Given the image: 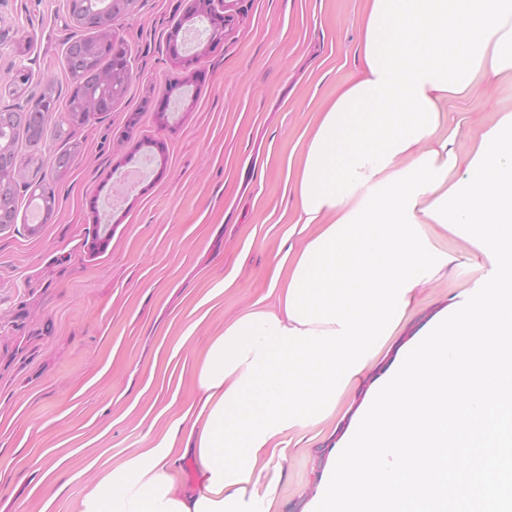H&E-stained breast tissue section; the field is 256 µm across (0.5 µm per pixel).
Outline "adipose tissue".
I'll use <instances>...</instances> for the list:
<instances>
[{
  "instance_id": "1",
  "label": "adipose tissue",
  "mask_w": 512,
  "mask_h": 512,
  "mask_svg": "<svg viewBox=\"0 0 512 512\" xmlns=\"http://www.w3.org/2000/svg\"><path fill=\"white\" fill-rule=\"evenodd\" d=\"M355 74L299 142L296 224L318 225L196 365L181 447L162 441L107 472L79 512H273L281 438L334 413L453 258L424 210L463 175L449 104L512 73V0H367ZM192 459V484L176 472Z\"/></svg>"
}]
</instances>
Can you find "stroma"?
<instances>
[{"mask_svg":"<svg viewBox=\"0 0 512 512\" xmlns=\"http://www.w3.org/2000/svg\"><path fill=\"white\" fill-rule=\"evenodd\" d=\"M68 0H0V77L18 67L68 93L65 42L79 30ZM188 0H137L117 36L130 53L127 94L75 138L82 151L56 186L51 220L31 211L0 228V512H77L104 470L172 436L195 401L193 370L214 336L271 290L296 201L285 183L298 139L338 81L356 68L366 0H235L223 39L188 18ZM200 53L176 65L175 24ZM169 94L166 113L155 107ZM451 110L456 146L512 111V77L479 84ZM112 234L93 238L98 224ZM455 261L429 284L404 332L426 331L458 295L479 287L490 259L433 227ZM364 395L350 390L335 415L282 440L287 461L276 512H303L329 452ZM44 456L48 478L23 467Z\"/></svg>","mask_w":512,"mask_h":512,"instance_id":"stroma-1","label":"stroma"}]
</instances>
